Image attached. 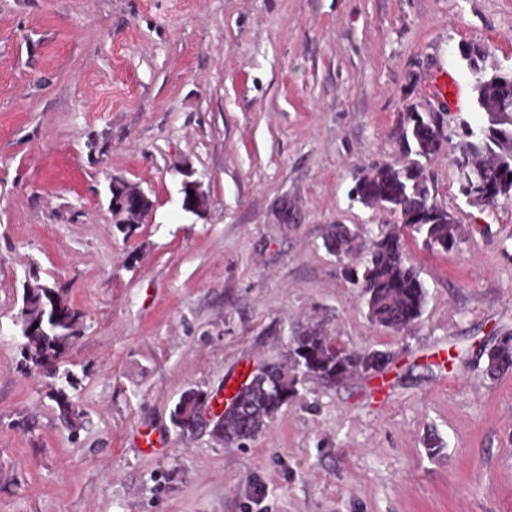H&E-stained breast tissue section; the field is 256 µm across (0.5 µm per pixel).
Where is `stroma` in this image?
<instances>
[{"label":"stroma","instance_id":"stroma-1","mask_svg":"<svg viewBox=\"0 0 512 512\" xmlns=\"http://www.w3.org/2000/svg\"><path fill=\"white\" fill-rule=\"evenodd\" d=\"M463 44L512 69V0H0V512H512V371L478 358L512 331V200L468 203L431 160L462 241L407 240L427 299L397 333L324 246L398 223L350 190L398 159L412 105L484 123ZM115 181L152 202L128 234ZM32 261L83 315L57 362L74 432L18 366ZM313 326L394 362L308 380L241 445L173 425L185 392L285 361ZM194 174V171L182 172L184 178L181 181L180 192L183 195L182 209L185 212L197 214L206 208L208 198L202 189L201 181L198 179H191ZM189 190L194 191V196H191Z\"/></svg>","mask_w":512,"mask_h":512}]
</instances>
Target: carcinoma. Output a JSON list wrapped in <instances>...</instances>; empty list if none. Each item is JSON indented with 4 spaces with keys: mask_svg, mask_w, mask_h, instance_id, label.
Returning a JSON list of instances; mask_svg holds the SVG:
<instances>
[{
    "mask_svg": "<svg viewBox=\"0 0 512 512\" xmlns=\"http://www.w3.org/2000/svg\"><path fill=\"white\" fill-rule=\"evenodd\" d=\"M478 107L494 99L512 100V83L501 84L485 78L475 84ZM461 138V149L453 155L458 172L459 192L468 201L494 207L501 198H512V113L488 112L478 127L462 120L448 132L443 112H407L399 140V151L416 159L407 163L385 162L360 175L353 187L358 201L380 206L397 214L401 226L378 225V231L364 237L338 224L327 234L326 247L336 254L343 279L366 299L370 321L396 332L419 320L426 303V288L406 252L403 232L434 250H452L461 239L460 225L439 202L438 191L425 175L421 160L448 150L452 136ZM21 366L38 371L44 362H55L82 329V316L68 303L63 288L51 285L32 288L25 309L16 315ZM292 367L271 363L265 372L242 388L240 410L224 412L214 432L229 442L243 443L259 435L269 420L297 395L298 386L317 379L336 386L356 376L383 372L393 354L371 347L346 348L339 354L328 349L330 338L311 329L291 339ZM487 372L495 377L512 368V334L497 338L480 349ZM202 390L181 397L183 418L174 426L194 429L192 418ZM46 396L53 401L60 419L72 430L82 423L76 403L63 385L51 383Z\"/></svg>",
    "mask_w": 512,
    "mask_h": 512,
    "instance_id": "carcinoma-1",
    "label": "carcinoma"
}]
</instances>
